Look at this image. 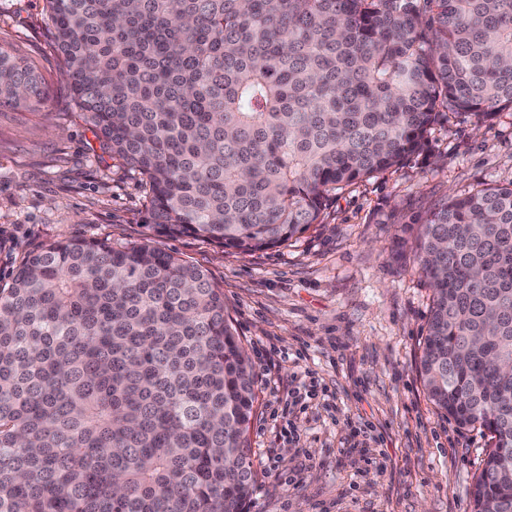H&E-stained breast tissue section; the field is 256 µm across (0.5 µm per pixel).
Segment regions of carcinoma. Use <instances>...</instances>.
Masks as SVG:
<instances>
[{"label": "carcinoma", "mask_w": 512, "mask_h": 512, "mask_svg": "<svg viewBox=\"0 0 512 512\" xmlns=\"http://www.w3.org/2000/svg\"><path fill=\"white\" fill-rule=\"evenodd\" d=\"M63 78L143 178L153 232L277 247L456 114L512 111V0H45ZM46 99L0 45V107ZM430 401L493 448L471 512H512V184L420 225ZM258 374L202 267L65 239L0 288V512H246Z\"/></svg>", "instance_id": "1"}]
</instances>
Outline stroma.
Returning a JSON list of instances; mask_svg holds the SVG:
<instances>
[{
  "label": "stroma",
  "instance_id": "1",
  "mask_svg": "<svg viewBox=\"0 0 512 512\" xmlns=\"http://www.w3.org/2000/svg\"><path fill=\"white\" fill-rule=\"evenodd\" d=\"M0 43L31 57L38 109L0 107V286L30 252L67 238L141 243L144 186L86 124L62 77L45 0H0ZM427 150L332 195L319 223L253 253L158 238L206 269L259 374L247 512H469L492 441L460 428L418 378L432 290L414 246L435 208L512 183V112L436 124ZM314 382L318 394L291 405Z\"/></svg>",
  "mask_w": 512,
  "mask_h": 512
}]
</instances>
